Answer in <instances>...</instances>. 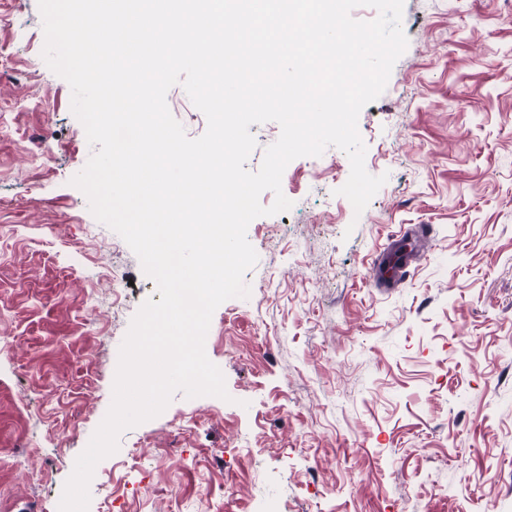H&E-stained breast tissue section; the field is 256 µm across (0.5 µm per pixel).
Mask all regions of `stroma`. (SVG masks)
Wrapping results in <instances>:
<instances>
[{
  "label": "stroma",
  "mask_w": 512,
  "mask_h": 512,
  "mask_svg": "<svg viewBox=\"0 0 512 512\" xmlns=\"http://www.w3.org/2000/svg\"><path fill=\"white\" fill-rule=\"evenodd\" d=\"M402 28L358 117L386 183L358 214L342 150L289 163L206 336L229 400L124 430L88 512H512V0H404ZM44 43L38 0H0V512H58L161 299L71 183L92 148ZM395 235L417 261L383 288Z\"/></svg>",
  "instance_id": "35a3bbf8"
}]
</instances>
